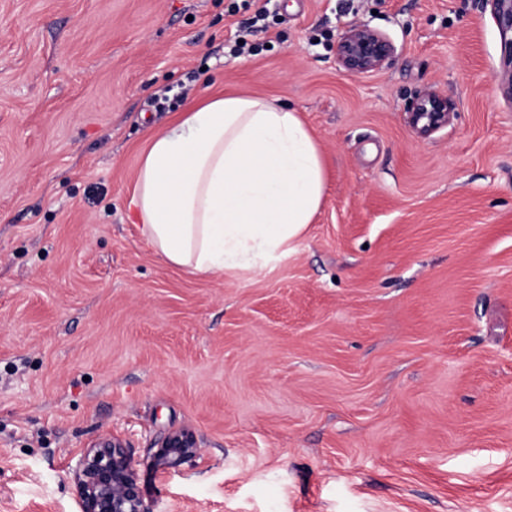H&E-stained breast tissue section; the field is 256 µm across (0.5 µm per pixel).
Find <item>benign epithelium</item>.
I'll return each mask as SVG.
<instances>
[{"instance_id":"1","label":"benign epithelium","mask_w":512,"mask_h":512,"mask_svg":"<svg viewBox=\"0 0 512 512\" xmlns=\"http://www.w3.org/2000/svg\"><path fill=\"white\" fill-rule=\"evenodd\" d=\"M495 13L512 30V0H494ZM396 53L392 40L367 24L343 31L336 44V64L345 73L363 75L384 67ZM455 104L447 96L425 91L412 98L406 119L413 132L429 139L448 127ZM200 455L195 434L186 428L167 433L152 453L168 465L192 462ZM81 512H149L137 472L122 439H104L87 449L76 470Z\"/></svg>"}]
</instances>
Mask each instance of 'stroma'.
I'll list each match as a JSON object with an SVG mask.
<instances>
[{
  "label": "stroma",
  "instance_id": "35a3bbf8",
  "mask_svg": "<svg viewBox=\"0 0 512 512\" xmlns=\"http://www.w3.org/2000/svg\"><path fill=\"white\" fill-rule=\"evenodd\" d=\"M357 24L378 72L336 66ZM508 64L493 0H0V512H79L112 436L152 512H512ZM425 89L456 103L430 140ZM217 94L280 99L327 163L260 271L174 267L129 208L150 132ZM178 428L199 458L153 463ZM396 53L392 40L366 24L343 31L336 44V64L351 75L373 73L384 67ZM455 104L448 96L435 91H425L412 98L406 119L413 132L429 139L448 127L454 117Z\"/></svg>",
  "mask_w": 512,
  "mask_h": 512
}]
</instances>
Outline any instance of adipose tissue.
Returning <instances> with one entry per match:
<instances>
[{
  "label": "adipose tissue",
  "mask_w": 512,
  "mask_h": 512,
  "mask_svg": "<svg viewBox=\"0 0 512 512\" xmlns=\"http://www.w3.org/2000/svg\"><path fill=\"white\" fill-rule=\"evenodd\" d=\"M325 182L322 152L296 112L259 96L216 95L150 135L132 203L170 265L260 270L312 224Z\"/></svg>",
  "instance_id": "adipose-tissue-1"
}]
</instances>
